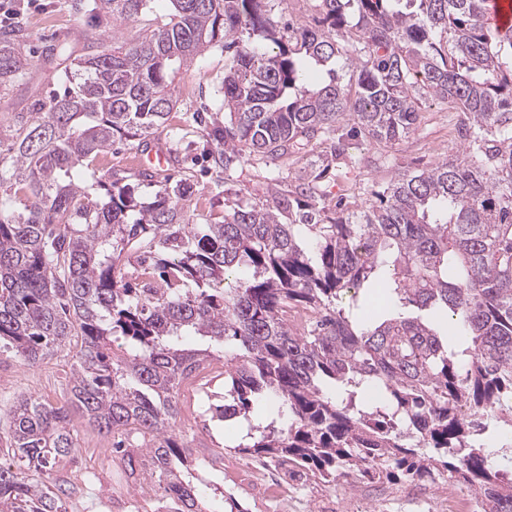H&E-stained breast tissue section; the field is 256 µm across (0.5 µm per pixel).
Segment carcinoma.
Returning a JSON list of instances; mask_svg holds the SVG:
<instances>
[{
  "label": "carcinoma",
  "mask_w": 512,
  "mask_h": 512,
  "mask_svg": "<svg viewBox=\"0 0 512 512\" xmlns=\"http://www.w3.org/2000/svg\"><path fill=\"white\" fill-rule=\"evenodd\" d=\"M73 0L145 34L110 50L47 56L68 86L48 110L16 116L0 158V342L34 368L79 344L69 399L22 396L0 461V512H67L54 477L78 451L74 414L119 440L124 473L142 474L202 512L191 449L174 427L181 384L224 363L218 417L249 423L244 450L326 483L338 476L442 481L474 492L479 512H512V481L481 435L512 431V29L488 21L490 0H314V24L277 37L273 0ZM25 35L0 27V88L23 78ZM227 52L224 127L208 152L219 174L325 146L322 167L271 188L198 232L177 184L137 207L113 181L101 203L79 183L122 137L164 127L173 65ZM456 113L459 146L433 167H397L353 211L327 201L367 160L362 138L393 144L417 128L427 99ZM23 194V210L14 207ZM139 211L131 221L129 213ZM137 254L148 281L118 279ZM378 288L393 313L363 321L336 303ZM450 320V348L434 324ZM199 337L206 348H189ZM122 340L126 356H112ZM265 400L278 418L251 423ZM135 437L143 455L127 451Z\"/></svg>",
  "instance_id": "cac0c4a2"
}]
</instances>
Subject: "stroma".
Segmentation results:
<instances>
[{
    "label": "stroma",
    "instance_id": "stroma-1",
    "mask_svg": "<svg viewBox=\"0 0 512 512\" xmlns=\"http://www.w3.org/2000/svg\"><path fill=\"white\" fill-rule=\"evenodd\" d=\"M0 8L14 12L12 23L26 36L24 51L30 66L24 78L0 89V154H7L14 134V116L33 111L52 93L62 91L55 65L41 55L52 39L68 42L75 54L88 47L125 43L140 33L136 24L119 25L112 19L71 7V0H0ZM224 50L216 46L188 66L181 67L173 87L177 104L165 130L129 137L116 142L96 166L86 169L83 184L99 193L100 183L119 179L133 190L141 205L154 201L161 185L146 180L134 160L137 153L164 142L178 155L167 172L173 181L187 184L189 193L182 201L189 223H200L203 214L223 212L238 204L264 202L267 185L258 181L251 167L237 170L225 186H217L205 151L213 142L210 133L224 124V108L219 89L224 78ZM456 144L455 117L438 101L423 106L417 129L390 146L364 142L360 150L371 159L388 158L396 165L418 171L435 164ZM75 365V353L61 350L43 363L29 368L11 352L0 351V428L9 425L8 411L23 395H34L56 403L69 390V377ZM182 407L175 432L191 449L197 473L211 491L209 500L223 506L225 498H235L246 512H283L267 497L263 489L246 480L245 475L257 468L256 463L238 451L234 430L212 420L210 408L223 403L224 385L201 391L190 385L179 390ZM73 433L79 452L73 462H61L58 473L68 480L73 491L67 499L68 512H118L113 500L137 496L151 488L145 512H157L163 501L160 489L150 480L126 481L118 461L106 458L105 448L111 438L98 433L81 417H74ZM288 509L284 512H443L446 498L457 497L474 512L476 502L466 489H452L445 483L430 484L424 494H417L414 483L387 484L366 480L352 482L337 479L325 484L305 475L288 477Z\"/></svg>",
    "mask_w": 512,
    "mask_h": 512
}]
</instances>
